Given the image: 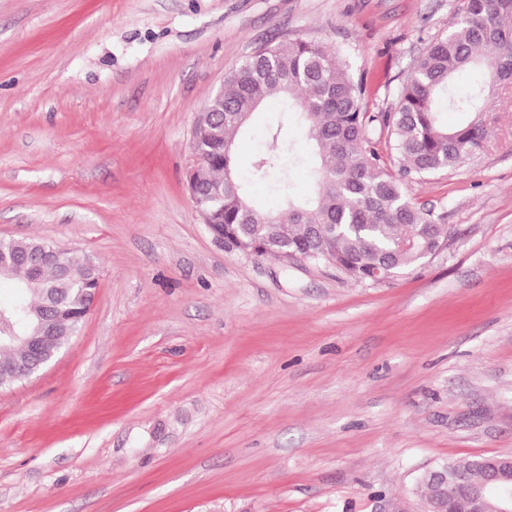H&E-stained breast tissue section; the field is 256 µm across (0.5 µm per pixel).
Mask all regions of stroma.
Segmentation results:
<instances>
[{
    "label": "stroma",
    "instance_id": "35a3bbf8",
    "mask_svg": "<svg viewBox=\"0 0 512 512\" xmlns=\"http://www.w3.org/2000/svg\"><path fill=\"white\" fill-rule=\"evenodd\" d=\"M460 0H0V239L93 259L75 336L0 388V512H417V477L512 454V87L411 184L448 246L379 284L224 247L185 173L259 46L315 39L393 111Z\"/></svg>",
    "mask_w": 512,
    "mask_h": 512
}]
</instances>
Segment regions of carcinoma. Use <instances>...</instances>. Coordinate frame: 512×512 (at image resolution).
Masks as SVG:
<instances>
[{"label":"carcinoma","mask_w":512,"mask_h":512,"mask_svg":"<svg viewBox=\"0 0 512 512\" xmlns=\"http://www.w3.org/2000/svg\"><path fill=\"white\" fill-rule=\"evenodd\" d=\"M476 70L487 82L454 91L456 82ZM512 83V0H461L448 34L433 41L403 84L392 112L362 109L366 86L350 65L319 42L303 39L263 45L224 77V90L202 109L193 136L202 159L187 174L201 198L216 189L218 203L199 209L205 223L238 247L260 244L258 256L287 258L311 253L359 281L389 271L398 275L420 262L418 252L448 245L445 213H433L409 199L406 186L456 168L483 151L491 135L488 103ZM276 101L283 118L264 129L263 148L250 175H237L234 138L252 128L259 110ZM459 114L448 127L441 114ZM304 131L319 161L314 195L291 193L297 145L290 138V116ZM387 131L401 168L393 174L370 137ZM280 174V209L253 200L247 184ZM44 242L8 240L13 259L4 279L16 298L0 304V364L32 360V352L9 337L29 334L39 311H51L54 335L40 348L56 352L78 331L88 311L86 289L99 284V266L72 251L65 270L39 260Z\"/></svg>","instance_id":"carcinoma-1"}]
</instances>
